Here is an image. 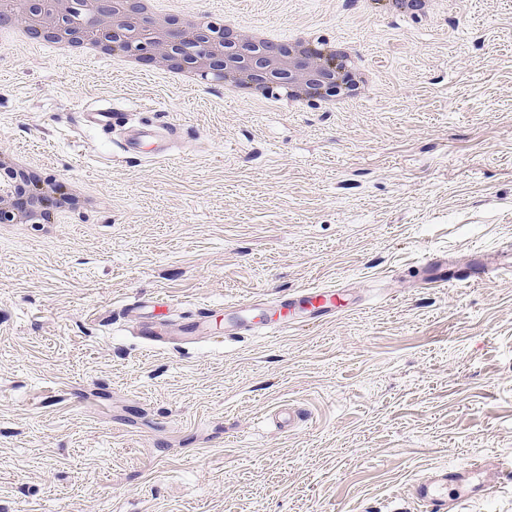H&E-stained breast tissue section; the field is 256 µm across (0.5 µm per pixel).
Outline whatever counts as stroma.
<instances>
[{"label": "stroma", "mask_w": 512, "mask_h": 512, "mask_svg": "<svg viewBox=\"0 0 512 512\" xmlns=\"http://www.w3.org/2000/svg\"><path fill=\"white\" fill-rule=\"evenodd\" d=\"M244 27L349 35L376 85L297 112L0 42V154L99 206L0 233V512H387L448 463L512 461V273L425 288L512 242V0H228ZM108 105L181 133L117 158ZM349 288L361 311L217 343L224 303ZM164 291L211 333L149 345ZM307 418L279 430L271 410ZM120 116L123 114L115 112L110 106H100L87 112H81V122L84 127L108 132L122 122L118 121ZM417 268L424 285L431 288L447 287L458 282H482L502 269L490 266L481 250L474 253L471 263L464 269H456L446 259L434 255L426 257ZM141 308L146 311L144 321L138 329V334L147 342H157L169 333V315L172 314L173 303L163 293H158L147 299H141Z\"/></svg>", "instance_id": "stroma-1"}]
</instances>
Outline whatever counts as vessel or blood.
Returning a JSON list of instances; mask_svg holds the SVG:
<instances>
[{"label":"vessel or blood","instance_id":"b4317fda","mask_svg":"<svg viewBox=\"0 0 512 512\" xmlns=\"http://www.w3.org/2000/svg\"><path fill=\"white\" fill-rule=\"evenodd\" d=\"M119 114L108 106H100L82 113L84 127L105 132L118 126ZM170 125L139 126L129 131L119 144L122 152H139L142 145L152 147L154 155L165 156L158 141L163 135L173 134ZM424 285L432 288L446 287L458 282L477 283L494 275L495 267L486 261L482 252H475L471 263L463 269L450 266L446 259L429 256L419 266ZM273 315H265V304L252 297H244L224 306V334L228 337L245 336L255 332L284 335L300 327L314 325L341 315L357 311L359 304L353 301L349 289L295 288L281 289L272 298ZM144 321L138 334L149 342H157L167 336L173 303L164 294H156L142 300ZM499 480L488 474L482 461L472 460L464 464H448L437 469L427 479L416 481L412 486V501L423 512H458L462 501L473 498H493L499 489Z\"/></svg>","mask_w":512,"mask_h":512}]
</instances>
